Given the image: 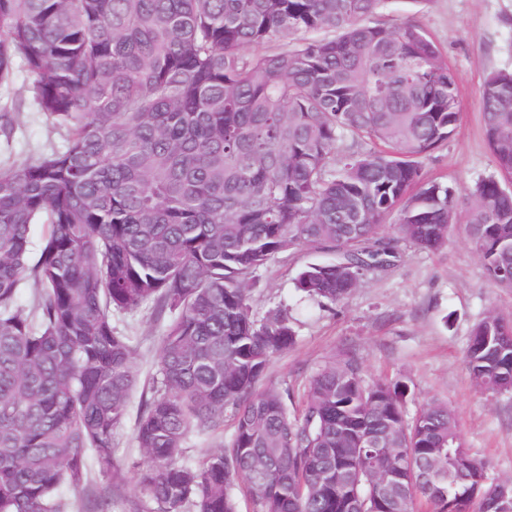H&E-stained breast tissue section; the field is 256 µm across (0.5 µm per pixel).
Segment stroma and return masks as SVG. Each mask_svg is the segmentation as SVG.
<instances>
[{
    "label": "stroma",
    "instance_id": "1",
    "mask_svg": "<svg viewBox=\"0 0 512 512\" xmlns=\"http://www.w3.org/2000/svg\"><path fill=\"white\" fill-rule=\"evenodd\" d=\"M392 24L418 21L439 46L455 74L460 119L448 141L419 159L426 179L465 190L495 175L483 133L482 89L487 75L512 71V0H386ZM0 99L15 100L16 133L0 147V166L63 145L31 104L28 81L18 77ZM394 266L369 270L341 303L301 297L295 279L306 264L325 260L322 252L284 254L259 268L249 287L255 320L288 316L296 342L271 362L265 384L288 390L300 407L307 383L335 356L349 354L367 379L400 378L413 396L408 414L430 401L448 403L465 446L498 475L512 477V393L479 391L465 362L471 329L489 311L512 313V290L498 288L483 274L465 226H457L445 246L421 251L398 244ZM117 331L135 348L138 384L134 399L151 396L166 318L154 303L114 314ZM135 416H128L115 440L120 481L92 473L87 486L69 498L75 512H93L95 500L111 497V512H142L146 501L137 483L145 458L134 441Z\"/></svg>",
    "mask_w": 512,
    "mask_h": 512
}]
</instances>
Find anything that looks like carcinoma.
Instances as JSON below:
<instances>
[{
	"mask_svg": "<svg viewBox=\"0 0 512 512\" xmlns=\"http://www.w3.org/2000/svg\"><path fill=\"white\" fill-rule=\"evenodd\" d=\"M384 3L0 0V87L26 74L65 130L63 149L0 167V512H69L62 490L118 474L138 375L112 316L149 300L168 322L135 426L147 512H237L238 480L253 512L500 508L512 478L469 453L446 404L408 419L403 380L334 359L296 415L290 393L259 388L295 343L288 318L259 323L249 304L278 254H334L295 287L336 304L398 242L436 251L464 224L487 279L512 289V72L482 92L497 174L462 194L422 183L418 157L457 127L458 87L426 30L388 25ZM465 361L479 388L512 393V315L474 324ZM228 407L230 446L185 462Z\"/></svg>",
	"mask_w": 512,
	"mask_h": 512,
	"instance_id": "carcinoma-1",
	"label": "carcinoma"
}]
</instances>
